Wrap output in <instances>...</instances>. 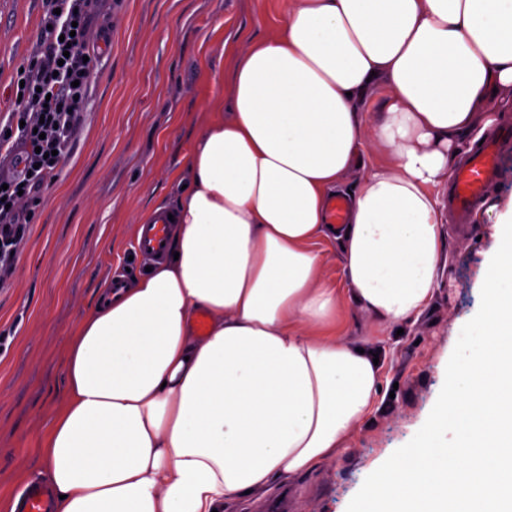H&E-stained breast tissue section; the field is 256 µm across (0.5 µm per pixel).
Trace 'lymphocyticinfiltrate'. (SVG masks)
<instances>
[{"label":"lymphocytic infiltrate","mask_w":512,"mask_h":512,"mask_svg":"<svg viewBox=\"0 0 512 512\" xmlns=\"http://www.w3.org/2000/svg\"><path fill=\"white\" fill-rule=\"evenodd\" d=\"M101 0H45L41 48L0 124V277L10 273L42 191L58 175L86 106Z\"/></svg>","instance_id":"f902f5d3"}]
</instances>
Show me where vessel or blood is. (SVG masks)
Returning <instances> with one entry per match:
<instances>
[{
  "label": "vessel or blood",
  "instance_id": "1",
  "mask_svg": "<svg viewBox=\"0 0 512 512\" xmlns=\"http://www.w3.org/2000/svg\"><path fill=\"white\" fill-rule=\"evenodd\" d=\"M512 143V125L500 126L481 149L474 152L456 172L450 186L449 201L460 217H468L485 190L498 175L497 158L503 145ZM168 210L154 212L137 229V249L142 256L159 258L165 253L173 223Z\"/></svg>",
  "mask_w": 512,
  "mask_h": 512
}]
</instances>
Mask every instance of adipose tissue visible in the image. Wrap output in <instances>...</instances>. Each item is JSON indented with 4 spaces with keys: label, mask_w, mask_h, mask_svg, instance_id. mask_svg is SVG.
Listing matches in <instances>:
<instances>
[{
    "label": "adipose tissue",
    "mask_w": 512,
    "mask_h": 512,
    "mask_svg": "<svg viewBox=\"0 0 512 512\" xmlns=\"http://www.w3.org/2000/svg\"><path fill=\"white\" fill-rule=\"evenodd\" d=\"M231 107L198 133L165 257L89 309L49 420L52 512H222L332 459L380 389L373 348L330 334L334 236L352 301L402 322L440 277L443 183L512 104V0H288L241 40ZM383 87L381 120L362 112ZM345 224L328 197L366 140ZM208 319L199 335L194 319Z\"/></svg>",
    "instance_id": "1"
}]
</instances>
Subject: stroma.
I'll return each instance as SVG.
<instances>
[{
	"instance_id": "35a3bbf8",
	"label": "stroma",
	"mask_w": 512,
	"mask_h": 512,
	"mask_svg": "<svg viewBox=\"0 0 512 512\" xmlns=\"http://www.w3.org/2000/svg\"><path fill=\"white\" fill-rule=\"evenodd\" d=\"M287 7L288 0H108L77 140L0 281V512L40 479L46 423L66 395L68 337L114 271L129 264L139 218L174 206L195 135L212 117L209 104L230 98L235 37L267 36ZM44 10L43 0H0V121L16 106L17 74L36 53ZM509 210L512 147L468 222L446 214L435 296L401 326L353 304L335 241H319L322 278L339 295L335 334L377 349L382 392L336 457L225 512H347L365 478L427 420L460 331L480 307Z\"/></svg>"
}]
</instances>
